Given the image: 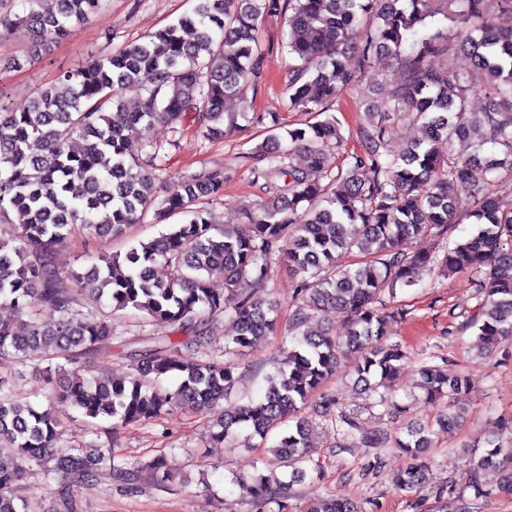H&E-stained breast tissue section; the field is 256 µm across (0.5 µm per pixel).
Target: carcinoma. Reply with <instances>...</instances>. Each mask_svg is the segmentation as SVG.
Wrapping results in <instances>:
<instances>
[{"label": "carcinoma", "mask_w": 512, "mask_h": 512, "mask_svg": "<svg viewBox=\"0 0 512 512\" xmlns=\"http://www.w3.org/2000/svg\"><path fill=\"white\" fill-rule=\"evenodd\" d=\"M22 16L0 15V37L24 30L32 55L69 35L103 7L105 0H26ZM192 12L172 24L85 66L60 76L65 90H37L20 112H0V223L12 225L0 238V304L14 318L0 321V359L30 363L50 388L45 408L19 391V378L0 376V512H23L18 491L39 469L67 483L57 489V512H75V489L88 487L103 471L127 491L143 479L167 486L176 480L165 457L136 468L110 447L83 451L60 448L63 422L53 404L65 402L89 421L109 418L112 429L149 421L169 407L195 405L212 418L209 441H235L238 430L265 441L282 424L288 429L273 444L266 472L234 477L242 494L277 501L287 483L307 474L312 421L302 405L352 357L351 373L364 390L393 388L407 358L398 344H386L389 310L382 295L409 286L422 270L475 276L483 300L468 326L487 350L512 337V200L489 192L491 175H512V0H195ZM287 26L283 48L294 60L288 84L289 108L326 117L286 128L272 117L270 139L286 146L262 152L264 167L250 170L269 197L247 214V229L218 228L203 200L224 188V173L201 169L179 180L158 199L148 167L165 151L150 144L140 157L131 149L141 129L156 122L172 126L192 119L208 140L236 129L237 113L227 103L240 84L260 75L263 49L257 38L267 17ZM455 30L459 51L449 54L441 23ZM451 55L443 71L431 59ZM385 65L397 71L390 106L371 105L357 129L360 149L344 156L328 185L321 184L326 150L343 135L330 106L364 76ZM486 75L488 105L468 111L465 73ZM150 76L141 94L123 90ZM121 116L114 123L110 112ZM395 120L420 121L425 137L399 155L386 149ZM471 153L459 155L454 144ZM299 153L304 165L289 162ZM472 199L476 234L436 260L428 252L407 253L401 244L448 232L459 196ZM154 217L179 211L188 222L125 254L102 255L85 273L64 285L55 263L75 225L98 237H119L149 211ZM358 250L371 260L338 267L336 257ZM161 263L166 279L154 277ZM285 264L300 280V302L292 316L299 339L288 349L264 395L229 410L224 400L234 385L240 355L268 336L280 322L264 292L270 272ZM224 289L213 288V278ZM131 308L146 321H163L181 337L159 336L135 347L122 344L127 374L107 381L86 376L82 358L112 347V315ZM336 314L347 335L323 327L307 330L314 316ZM229 319L235 335L224 349L204 341L207 322ZM195 347L185 359L178 346ZM175 375L173 390L160 381ZM422 390L431 403L459 394L467 379L442 366L421 367ZM342 436L355 448H398L409 457L395 476L396 487L416 494L427 482L431 432L411 430L392 437L368 431L330 395L323 396ZM506 425L492 423L486 449L467 454L468 488L476 500L512 490V448L500 441ZM489 470L505 473L489 487ZM303 512H363L336 495L309 502Z\"/></svg>", "instance_id": "obj_1"}]
</instances>
